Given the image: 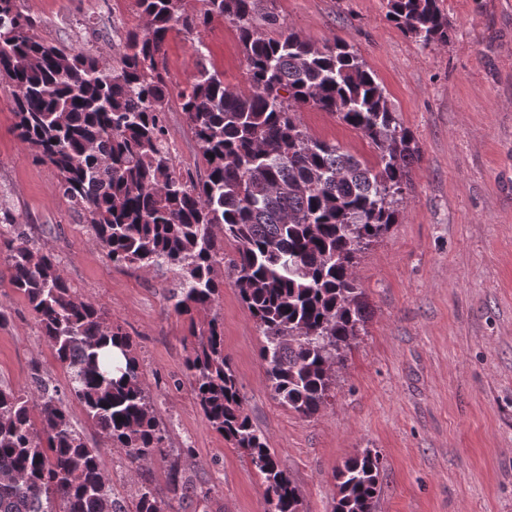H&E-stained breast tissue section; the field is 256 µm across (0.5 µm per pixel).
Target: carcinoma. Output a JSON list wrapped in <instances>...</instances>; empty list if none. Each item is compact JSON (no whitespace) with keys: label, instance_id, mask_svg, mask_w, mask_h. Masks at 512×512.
<instances>
[{"label":"carcinoma","instance_id":"carcinoma-1","mask_svg":"<svg viewBox=\"0 0 512 512\" xmlns=\"http://www.w3.org/2000/svg\"><path fill=\"white\" fill-rule=\"evenodd\" d=\"M186 2L136 0L145 25L109 62L89 46L47 41L21 0H0V87L12 98L19 140L56 171L57 191L112 263L178 274L167 309L187 320L197 406L249 458L267 512H299L297 486L245 412L223 328L210 315L224 288L219 272L231 276L264 337L260 357L274 396L301 418L315 416L367 321L358 255L398 223L420 152L344 41L317 47L292 30L267 36L254 24L263 0H201L192 14ZM388 7L421 44L448 42L440 0H388ZM215 18L237 28L249 86L225 87L198 44L194 81L178 95L205 163L194 179L169 151L163 46L172 30L191 34ZM307 107L361 131L375 163L312 137L300 119ZM226 241L234 245L229 258ZM0 246L11 285L68 373L66 392L38 373L30 392L0 384V512H164L148 482L132 507L115 493L100 467L108 448L124 451L137 470L169 463L168 499L208 501L212 489L170 459L132 337L110 324L108 309L73 291L1 197ZM110 344L125 365H102L100 350ZM70 397L100 443L88 445L73 427ZM380 467L378 453L366 449L337 468L334 512H375Z\"/></svg>","mask_w":512,"mask_h":512}]
</instances>
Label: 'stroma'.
Returning a JSON list of instances; mask_svg holds the SVG:
<instances>
[{
  "label": "stroma",
  "mask_w": 512,
  "mask_h": 512,
  "mask_svg": "<svg viewBox=\"0 0 512 512\" xmlns=\"http://www.w3.org/2000/svg\"><path fill=\"white\" fill-rule=\"evenodd\" d=\"M41 35L104 58L144 21L135 0H22ZM447 43L423 46L387 16V0H264L274 26L320 45L344 39L363 59L421 160L397 224L360 257L355 275L369 304L364 331L337 371L328 403L299 418L273 396L259 355L262 336L232 283L212 312L224 328L245 409L297 484L300 512H332L334 474L364 449L382 456L375 512H512V0H442ZM224 83L242 90L238 32L225 19L193 34L171 32L164 65L171 95L193 81L195 48ZM308 133L363 160L376 150L336 115L304 109ZM182 171L203 174L199 146L178 105L165 114ZM13 103L0 89V194L54 253L71 288L107 307L136 343L157 416L185 469L212 493L174 512H265L264 487L247 456L213 430L185 372L183 317L166 312L172 272L112 263L87 224L55 190L57 175L16 136ZM0 383L27 391L34 374L67 388L25 297L0 258Z\"/></svg>",
  "instance_id": "1"
}]
</instances>
